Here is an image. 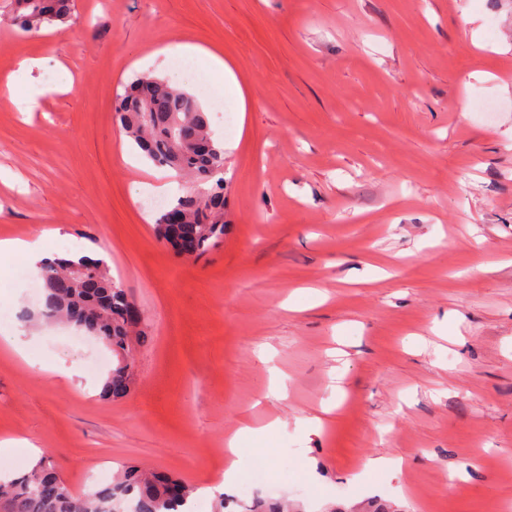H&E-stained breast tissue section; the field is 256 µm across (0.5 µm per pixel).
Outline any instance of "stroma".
Returning <instances> with one entry per match:
<instances>
[{"instance_id": "1", "label": "stroma", "mask_w": 512, "mask_h": 512, "mask_svg": "<svg viewBox=\"0 0 512 512\" xmlns=\"http://www.w3.org/2000/svg\"><path fill=\"white\" fill-rule=\"evenodd\" d=\"M185 44L231 67L232 131L179 73L200 61ZM145 72L195 94L226 146L224 241L198 258L155 236V168L116 120ZM9 80L42 93L25 114L0 97V239L104 246L149 340L107 400L111 350L27 329V360L0 350V440L77 492L123 464L201 488L246 423L264 434L238 469L260 459L278 488L249 512H512V0H76L66 28L0 26ZM14 264L0 333L40 301ZM380 456L402 472L367 469Z\"/></svg>"}]
</instances>
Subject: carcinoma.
<instances>
[{
	"mask_svg": "<svg viewBox=\"0 0 512 512\" xmlns=\"http://www.w3.org/2000/svg\"><path fill=\"white\" fill-rule=\"evenodd\" d=\"M11 22L24 31L65 24L75 13V0H11ZM116 119L126 137L150 162L191 179L194 187L212 182L211 188L185 191L167 211L181 215L196 228L195 250L203 254L224 240V147L213 137L209 120L188 92L164 79L135 78L117 99ZM44 293L36 313L21 319L46 325L66 324L100 336L120 358L128 354L132 337L143 328L125 317L132 303L127 289L112 278L104 259L56 257L40 268ZM131 374L115 368L106 378V398L126 395ZM194 489L178 479L142 466L122 468L112 482L81 493L60 478L52 456L40 459L30 473L0 481V512H184Z\"/></svg>",
	"mask_w": 512,
	"mask_h": 512,
	"instance_id": "1",
	"label": "carcinoma"
}]
</instances>
